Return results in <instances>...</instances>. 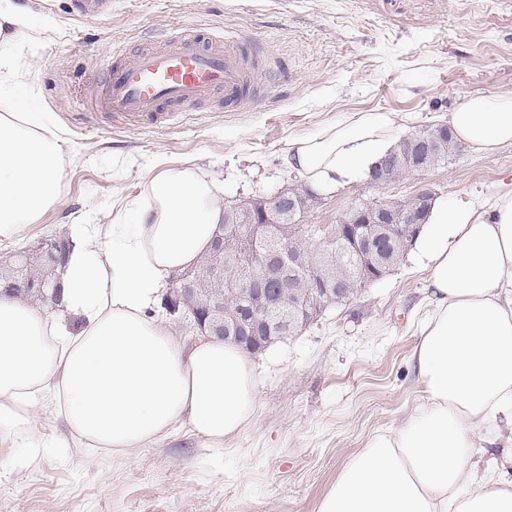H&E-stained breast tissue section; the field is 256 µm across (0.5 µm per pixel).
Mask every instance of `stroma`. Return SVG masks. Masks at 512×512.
<instances>
[{
	"mask_svg": "<svg viewBox=\"0 0 512 512\" xmlns=\"http://www.w3.org/2000/svg\"><path fill=\"white\" fill-rule=\"evenodd\" d=\"M52 38L25 41V111L44 112L73 153L63 199L13 253L97 222L156 165L190 161L224 187L226 204L270 197L304 179L283 160L291 139L346 112L398 115L404 134L445 124L469 93L512 91V0H14ZM186 28L232 31L277 63L264 97L225 111L210 103L158 129L80 119L108 65ZM435 200L488 209L512 190V146L461 148L448 164L383 189L359 178L317 194L309 224H334L355 201L397 199L419 184ZM428 272L414 254L295 336L256 357L254 423L221 455L180 429L128 460L46 452L0 469V512H317L346 460L418 398L408 362L426 317Z\"/></svg>",
	"mask_w": 512,
	"mask_h": 512,
	"instance_id": "35a3bbf8",
	"label": "stroma"
}]
</instances>
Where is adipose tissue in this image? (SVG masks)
Listing matches in <instances>:
<instances>
[{"mask_svg": "<svg viewBox=\"0 0 512 512\" xmlns=\"http://www.w3.org/2000/svg\"><path fill=\"white\" fill-rule=\"evenodd\" d=\"M31 26L0 0V87L19 70L3 46ZM448 125L478 153L512 145V91L462 96ZM398 132L394 113L352 112L291 141L284 161L333 190L367 176ZM67 156L43 113H0V245L60 201ZM224 210L223 187L199 168H162L104 223L69 224L56 310L0 293V467L35 465L47 448L128 457L181 428L220 452L250 427V355L215 337L185 346L158 314L168 278L198 266ZM414 247L429 269L430 314L409 355L421 397L349 459L319 512H512V191L488 214L434 205ZM42 413L62 420L63 438L41 430Z\"/></svg>", "mask_w": 512, "mask_h": 512, "instance_id": "ef3b65f1", "label": "adipose tissue"}]
</instances>
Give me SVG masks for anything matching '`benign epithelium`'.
Masks as SVG:
<instances>
[{"instance_id":"obj_1","label":"benign epithelium","mask_w":512,"mask_h":512,"mask_svg":"<svg viewBox=\"0 0 512 512\" xmlns=\"http://www.w3.org/2000/svg\"><path fill=\"white\" fill-rule=\"evenodd\" d=\"M450 131L442 126L420 133L400 152L387 154L368 178V185L381 189L388 184V173L409 163L416 174L432 168V157L440 143L448 138ZM434 193L427 187L418 189L413 195V204L399 206L396 200L377 203L360 200L350 207L339 220L343 243L351 252L371 264L365 272L367 282L382 278L381 249L378 230L372 224H402L409 230L415 224L424 223L426 211L431 206ZM309 208L307 197L293 189H284L270 198L249 200L234 207L235 224L226 230L237 229V224L247 225L245 235L239 236L242 250L226 252L224 235H217L207 264L180 274L177 286L166 294L165 306L172 313L182 312L197 315L195 327L202 335L233 340L244 349L251 350L265 343V338L288 328V310L272 285L283 281L288 267H304L310 259L324 252L327 242L336 232L334 225L318 224L311 233V246L289 251L283 248L288 241V220ZM40 249L55 265L66 250V242L60 238L44 240ZM28 253H20L12 265L14 276L0 288L11 293L31 292L52 301L59 297V280L48 271L36 278L30 275ZM224 272V288L243 298V303L233 312L224 309V294L212 295L205 289L207 270ZM309 295L315 306L333 299L336 292H346L345 285L323 276L311 281Z\"/></svg>"}]
</instances>
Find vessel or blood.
Returning <instances> with one entry per match:
<instances>
[{
  "label": "vessel or blood",
  "mask_w": 512,
  "mask_h": 512,
  "mask_svg": "<svg viewBox=\"0 0 512 512\" xmlns=\"http://www.w3.org/2000/svg\"><path fill=\"white\" fill-rule=\"evenodd\" d=\"M258 48L234 37L190 28L142 50L130 63L110 67L95 108L117 127H164L200 105L225 110L258 99Z\"/></svg>",
  "instance_id": "b4317fda"
}]
</instances>
